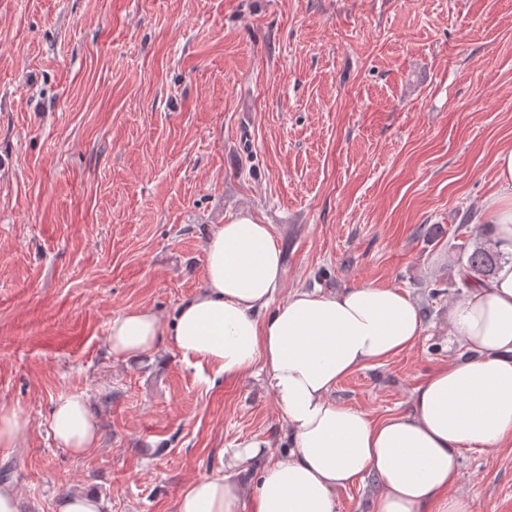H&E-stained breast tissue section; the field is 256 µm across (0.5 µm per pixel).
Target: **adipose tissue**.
Returning <instances> with one entry per match:
<instances>
[{
    "instance_id": "1",
    "label": "adipose tissue",
    "mask_w": 512,
    "mask_h": 512,
    "mask_svg": "<svg viewBox=\"0 0 512 512\" xmlns=\"http://www.w3.org/2000/svg\"><path fill=\"white\" fill-rule=\"evenodd\" d=\"M493 166L498 189L483 210L504 258L449 305L450 333L466 354L429 372L408 411L375 419L332 394L354 372L417 344V302L396 288L357 284L328 295L301 288L274 304L285 276L281 245L247 211L212 225L205 286L170 322L147 309L112 319V355L142 356L167 339L225 378L262 375L288 424L280 455L263 439L226 449L221 470L184 488L176 512H336L338 493L369 477L370 512H474L471 499L451 492L462 452L512 445V148ZM50 429L72 454L91 448L97 425L87 399H55ZM251 470L248 484L242 475Z\"/></svg>"
}]
</instances>
